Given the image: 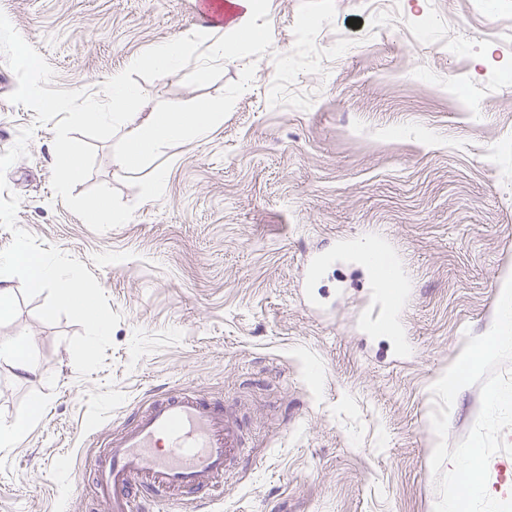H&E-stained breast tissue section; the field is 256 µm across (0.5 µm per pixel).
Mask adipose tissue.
<instances>
[{"label":"adipose tissue","mask_w":512,"mask_h":512,"mask_svg":"<svg viewBox=\"0 0 512 512\" xmlns=\"http://www.w3.org/2000/svg\"><path fill=\"white\" fill-rule=\"evenodd\" d=\"M238 7L227 24L233 31V38H214L209 46L211 58L221 59L235 53L240 37L251 34L250 16L255 7V0H231ZM112 86L113 109L101 111L99 106L89 100L79 99L74 103L76 116L88 124L109 123L113 127L127 131V139L117 154L115 163L120 170L131 171L145 161L155 157L162 148L173 143L190 140L203 141L223 122L224 113L206 106L190 112L168 110L151 113L145 119H138L136 113L130 112V104L137 98L138 90L124 75L115 74L110 78ZM8 263L27 266L31 271L33 287L54 286L57 301L69 309L75 316L92 324L94 331L90 343L107 336L109 325L101 316L94 293L84 286V274L80 266H60L44 255H34L19 249L8 256Z\"/></svg>","instance_id":"obj_1"}]
</instances>
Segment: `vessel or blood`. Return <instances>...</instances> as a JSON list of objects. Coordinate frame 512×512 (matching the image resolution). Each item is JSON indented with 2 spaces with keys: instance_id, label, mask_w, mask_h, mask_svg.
Instances as JSON below:
<instances>
[{
  "instance_id": "1",
  "label": "vessel or blood",
  "mask_w": 512,
  "mask_h": 512,
  "mask_svg": "<svg viewBox=\"0 0 512 512\" xmlns=\"http://www.w3.org/2000/svg\"><path fill=\"white\" fill-rule=\"evenodd\" d=\"M242 448L241 426L223 403L186 390L158 393L105 444L98 495L106 512H133L137 496L188 492L203 512Z\"/></svg>"
}]
</instances>
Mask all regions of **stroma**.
<instances>
[{
    "mask_svg": "<svg viewBox=\"0 0 512 512\" xmlns=\"http://www.w3.org/2000/svg\"><path fill=\"white\" fill-rule=\"evenodd\" d=\"M263 4L256 39L213 60L218 31L193 0H0V255L22 243L81 266L110 325L87 348L92 327L53 287L0 267L13 289L0 339L32 337L38 364L27 379L0 359V421L27 419L0 447V512H104V444L167 389L244 424L207 512H434L430 388L491 329L512 276V0L492 14L399 0L380 24L367 0ZM306 19L316 57L296 36ZM169 41L186 47L179 71L128 68ZM23 59L46 76L42 101ZM116 71L139 90L130 111L209 104L224 122L121 171L123 130L74 115L80 97L111 111ZM59 142L78 179L54 167ZM93 195L111 199L112 223H82ZM377 234L414 278L400 336L363 325L375 276L340 249ZM480 406L479 386L458 393L448 445ZM53 164L62 171L67 179H75L81 173V162L78 155L66 144L60 143L52 154Z\"/></svg>",
    "mask_w": 512,
    "mask_h": 512,
    "instance_id": "stroma-1",
    "label": "stroma"
}]
</instances>
